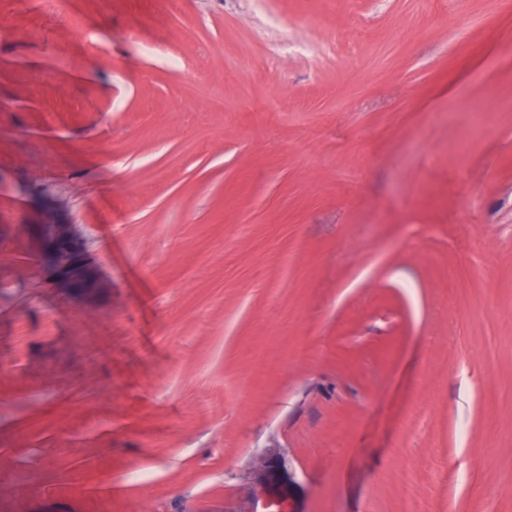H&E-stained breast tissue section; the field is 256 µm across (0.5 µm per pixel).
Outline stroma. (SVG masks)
<instances>
[{
	"instance_id": "stroma-1",
	"label": "stroma",
	"mask_w": 512,
	"mask_h": 512,
	"mask_svg": "<svg viewBox=\"0 0 512 512\" xmlns=\"http://www.w3.org/2000/svg\"><path fill=\"white\" fill-rule=\"evenodd\" d=\"M271 448L280 512H512V0H0V512ZM41 227L50 252L45 277L54 284L93 291L94 257L85 241L75 233L73 225L49 221Z\"/></svg>"
}]
</instances>
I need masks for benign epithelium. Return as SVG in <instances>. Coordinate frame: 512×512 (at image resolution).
<instances>
[{"instance_id": "obj_1", "label": "benign epithelium", "mask_w": 512, "mask_h": 512, "mask_svg": "<svg viewBox=\"0 0 512 512\" xmlns=\"http://www.w3.org/2000/svg\"><path fill=\"white\" fill-rule=\"evenodd\" d=\"M43 237L50 252L45 277L54 284L79 288L87 292L95 289L92 270L94 257L85 241L71 224L49 221L42 225ZM283 464L279 456L261 457L253 470L251 481L262 488L281 480Z\"/></svg>"}]
</instances>
